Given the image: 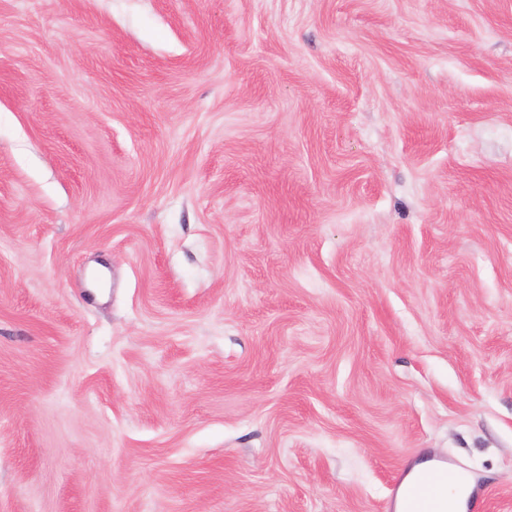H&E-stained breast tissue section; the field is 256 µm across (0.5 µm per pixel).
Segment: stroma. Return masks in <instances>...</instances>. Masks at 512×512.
Returning <instances> with one entry per match:
<instances>
[{"mask_svg": "<svg viewBox=\"0 0 512 512\" xmlns=\"http://www.w3.org/2000/svg\"><path fill=\"white\" fill-rule=\"evenodd\" d=\"M512 512V0H0V512ZM442 463H439L433 459H426V460H423L419 463H416L414 465H412L403 482L401 483L400 487H399V490H398V493H397V497H396V505H395V509L397 512H402V507H403V494H404V491L407 487V485L413 481L414 479L418 478V477H427L430 473V471L437 465H441ZM451 473L439 468L431 480L416 482L405 499L406 512H441L445 509L443 489L448 484ZM452 469V468H451ZM453 470V469H452ZM454 471V470H453ZM458 483L454 488L449 502V512H466L465 509L469 507V496L473 486V481L467 476L457 473Z\"/></svg>", "mask_w": 512, "mask_h": 512, "instance_id": "1", "label": "stroma"}]
</instances>
